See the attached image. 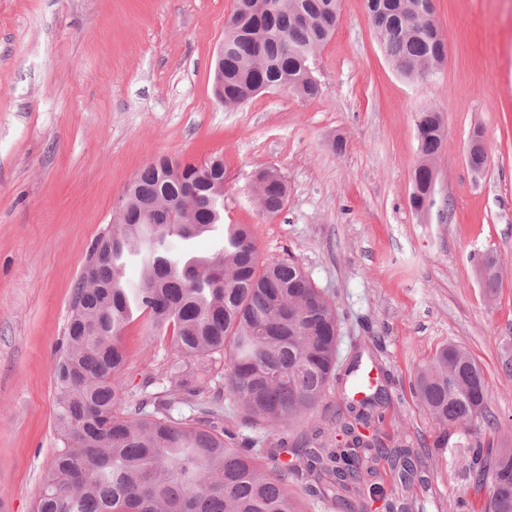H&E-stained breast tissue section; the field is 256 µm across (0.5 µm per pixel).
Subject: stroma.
<instances>
[{
    "label": "stroma",
    "instance_id": "obj_1",
    "mask_svg": "<svg viewBox=\"0 0 512 512\" xmlns=\"http://www.w3.org/2000/svg\"><path fill=\"white\" fill-rule=\"evenodd\" d=\"M234 0H0V512H34L60 443L54 427L56 348L87 254L112 224L128 185L155 158L224 162V221L249 225L260 259H290L329 294L340 318L339 366L357 348L388 399L385 442L407 440L419 478L401 487L387 461L378 483L410 512H458L486 500L468 475L464 434L439 435L411 384L441 346L482 369L494 448L512 449V0H434L447 58L425 77L392 67L366 0H341L314 60L323 92L273 89L227 109L213 91L216 50ZM438 108L447 131L433 203L411 204L419 152L415 117ZM484 136L482 170L468 163ZM261 168L288 199L264 216L252 192ZM497 260L500 286L478 265ZM125 398L135 406L176 360L144 318L124 330ZM171 414L238 440L295 438L342 403L340 383L286 429L244 422L216 366Z\"/></svg>",
    "mask_w": 512,
    "mask_h": 512
}]
</instances>
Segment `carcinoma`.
I'll use <instances>...</instances> for the list:
<instances>
[{
    "label": "carcinoma",
    "mask_w": 512,
    "mask_h": 512,
    "mask_svg": "<svg viewBox=\"0 0 512 512\" xmlns=\"http://www.w3.org/2000/svg\"><path fill=\"white\" fill-rule=\"evenodd\" d=\"M224 25L225 107L254 97V87L287 88L303 98L321 93L307 76L310 64L336 28L339 0H237ZM404 0H367V8L391 61L406 71L445 57V39L433 24L402 20ZM440 121L426 110L416 117L419 152L441 148ZM261 210L278 214L287 186L281 176L254 188ZM221 232L207 256L190 243ZM93 247L99 260L84 267L73 292L70 318L55 362V430L60 442L46 470L37 512H301L290 486L296 471L273 461L285 441L258 451L238 445L226 429L202 420L175 419L158 395L153 409L125 407L122 378L125 327L146 317L152 334H171L179 360L162 392L189 389L181 361L207 372L225 367L224 393L245 420L281 427L316 409L336 378L338 319L325 292L292 260L259 261L246 224L224 223V163L203 165L161 158L127 189L116 222ZM141 269L138 284L127 267ZM361 358L345 371L343 395L364 383ZM416 394L440 432L437 447L455 430L497 426L486 406L480 366L456 345L441 347L417 375ZM386 399L380 386L329 418L328 440L300 436L294 443L309 478V491L330 494L338 512H365L368 498L384 489L374 482L385 459L407 488L418 473L408 443L386 445L352 435L357 423L377 425ZM470 473L490 496L485 512H512V452L467 445Z\"/></svg>",
    "instance_id": "obj_1"
}]
</instances>
